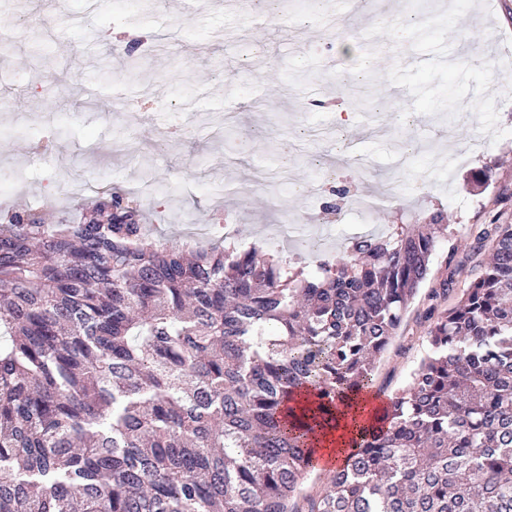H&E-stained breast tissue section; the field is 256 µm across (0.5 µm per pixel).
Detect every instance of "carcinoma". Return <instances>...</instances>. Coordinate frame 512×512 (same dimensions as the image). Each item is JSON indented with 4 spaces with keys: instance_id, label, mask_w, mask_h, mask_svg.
<instances>
[{
    "instance_id": "1",
    "label": "carcinoma",
    "mask_w": 512,
    "mask_h": 512,
    "mask_svg": "<svg viewBox=\"0 0 512 512\" xmlns=\"http://www.w3.org/2000/svg\"><path fill=\"white\" fill-rule=\"evenodd\" d=\"M393 224L315 264L148 234L127 193L0 224V512H512V223L470 228L428 350L376 387L443 239ZM468 273L455 304L439 306ZM368 393L390 419L304 493L313 437Z\"/></svg>"
}]
</instances>
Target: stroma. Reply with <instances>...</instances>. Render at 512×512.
<instances>
[{
  "label": "stroma",
  "mask_w": 512,
  "mask_h": 512,
  "mask_svg": "<svg viewBox=\"0 0 512 512\" xmlns=\"http://www.w3.org/2000/svg\"><path fill=\"white\" fill-rule=\"evenodd\" d=\"M74 27L59 33L55 0H0V19L32 15L0 51V213L27 207L78 223L76 199H49L55 179L134 192L148 230L185 242L225 225L237 244L281 256L326 253L393 224L447 212L430 282L463 253L471 225L512 222V0H293L277 18L244 0H140L121 14L96 0H66ZM141 31L131 42L107 33ZM92 84L84 107L71 86ZM181 126L183 136L168 130ZM68 136L47 161L31 138ZM425 181L428 192H416ZM344 185L333 227L318 215ZM410 305L376 381L405 384L428 349Z\"/></svg>",
  "instance_id": "1"
}]
</instances>
